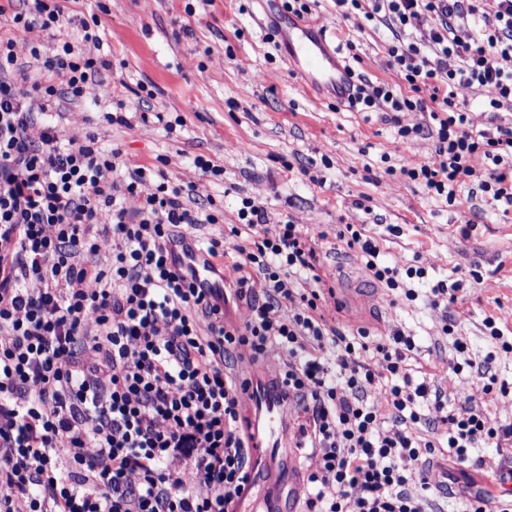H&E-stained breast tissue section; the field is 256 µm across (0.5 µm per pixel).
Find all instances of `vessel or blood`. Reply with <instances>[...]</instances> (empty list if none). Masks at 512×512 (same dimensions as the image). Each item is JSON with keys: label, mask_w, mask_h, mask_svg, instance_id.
I'll list each match as a JSON object with an SVG mask.
<instances>
[{"label": "vessel or blood", "mask_w": 512, "mask_h": 512, "mask_svg": "<svg viewBox=\"0 0 512 512\" xmlns=\"http://www.w3.org/2000/svg\"><path fill=\"white\" fill-rule=\"evenodd\" d=\"M281 34L288 41V55L297 64L303 80L326 85L334 97H347V76L338 52L329 47L320 29L291 21ZM175 251L180 264L194 270L195 288L205 293L222 288L224 315L233 317L234 308L239 304L237 290L231 280H217L212 256L196 248L188 239L176 246ZM246 401V416L256 433L258 456L263 462L262 468L253 474L254 482L268 486L284 483L288 486L289 497L297 496L300 490L299 461L286 444L292 403L275 386L258 378L249 388Z\"/></svg>", "instance_id": "obj_1"}]
</instances>
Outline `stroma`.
<instances>
[{
    "mask_svg": "<svg viewBox=\"0 0 512 512\" xmlns=\"http://www.w3.org/2000/svg\"><path fill=\"white\" fill-rule=\"evenodd\" d=\"M186 5L72 0L71 30L98 17L101 52L115 62L98 81L126 102L128 112L147 113L150 120L132 130L110 125L100 115L111 111V102L65 96L52 117L63 137L95 135L129 164L159 163L171 182L192 184L191 210L224 215L223 222L201 228L202 238L228 235L246 196L262 202L272 221L290 219L310 235H323L318 273L334 292L327 318L374 336L394 328L413 335L424 369L445 366L453 355L441 336L443 319L454 321L476 357L493 349L486 317L512 336V213L486 203L474 180L457 189L454 204L430 197L400 169L433 162V136L399 140L381 114L340 109L329 93L305 91L286 50L267 41L272 23L282 18L280 0H211L191 14ZM305 20L322 29L329 46L352 45L353 66L371 80L399 84L387 66V38L361 14L339 17L332 0H320ZM269 70L275 79L261 80ZM157 112L182 117L184 124L166 133L153 118ZM199 156L223 166V176L202 174L194 165ZM346 224L364 225L378 237L388 264L426 269L427 281L415 286L417 299L388 296L361 253L337 238ZM391 225L397 234L388 233ZM441 280L469 290L444 314L424 299L427 287ZM479 455L475 468L433 458L440 481L431 494L450 512H464L470 493L501 494L496 474L512 458L494 448Z\"/></svg>",
    "mask_w": 512,
    "mask_h": 512,
    "instance_id": "stroma-1",
    "label": "stroma"
}]
</instances>
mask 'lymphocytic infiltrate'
<instances>
[{"mask_svg":"<svg viewBox=\"0 0 512 512\" xmlns=\"http://www.w3.org/2000/svg\"><path fill=\"white\" fill-rule=\"evenodd\" d=\"M70 2L30 0L17 11L0 0L13 23L0 35V512H237L254 435L240 413L248 382L224 361L254 365L274 350L296 445L317 459L303 512H441L428 494L439 450L464 461L488 444L512 447V423L457 398L467 371L497 387L490 360L461 363L468 343L454 337L456 358L432 386L413 336L330 325L319 240L293 221L271 222L252 197L228 240L203 244L212 257L236 256L230 270L246 311L241 323L225 321L171 249L217 215L185 208L184 187L160 168L130 166L93 136L62 140L45 119L60 94L111 95L92 80L112 65L94 53L96 26L64 34ZM335 3L388 29L389 65L405 85L351 74L350 106L382 113L402 140L422 130L400 125L399 113L429 116L436 157L402 174L450 204L478 180L488 203L511 212L512 126L461 133L458 94L481 91L489 112L512 104V0ZM21 36L42 61L39 78L18 66ZM477 157L489 165L481 178ZM338 236L376 281L415 297L425 268L381 264L364 229L349 224ZM103 252L104 266L95 261ZM427 405L441 425L423 437L414 426Z\"/></svg>","mask_w":512,"mask_h":512,"instance_id":"lymphocytic-infiltrate-1","label":"lymphocytic infiltrate"}]
</instances>
